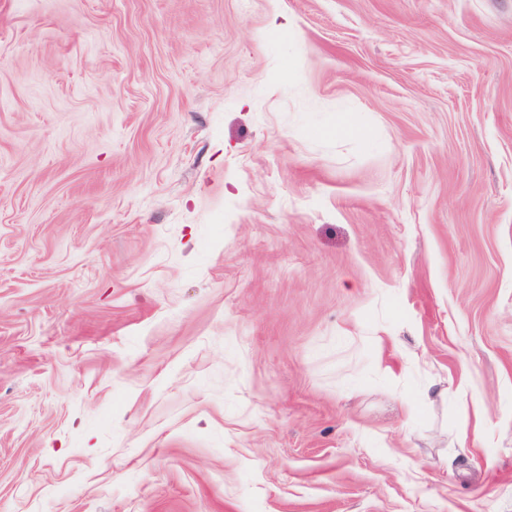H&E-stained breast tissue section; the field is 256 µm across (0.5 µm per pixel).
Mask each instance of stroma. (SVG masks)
I'll return each instance as SVG.
<instances>
[{
  "instance_id": "obj_1",
  "label": "stroma",
  "mask_w": 512,
  "mask_h": 512,
  "mask_svg": "<svg viewBox=\"0 0 512 512\" xmlns=\"http://www.w3.org/2000/svg\"><path fill=\"white\" fill-rule=\"evenodd\" d=\"M0 512H512V0H0Z\"/></svg>"
}]
</instances>
